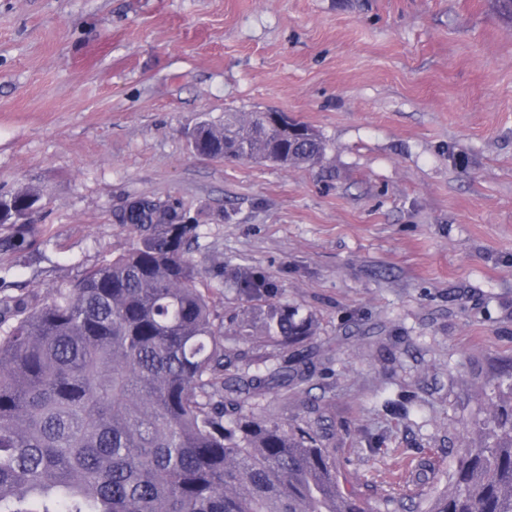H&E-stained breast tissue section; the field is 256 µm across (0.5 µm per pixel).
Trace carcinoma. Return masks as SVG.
<instances>
[{"label": "carcinoma", "mask_w": 512, "mask_h": 512, "mask_svg": "<svg viewBox=\"0 0 512 512\" xmlns=\"http://www.w3.org/2000/svg\"><path fill=\"white\" fill-rule=\"evenodd\" d=\"M200 155L315 165L326 141H293L262 112H226L190 134ZM35 188L0 194V249L26 252ZM130 243L41 303L0 304V512H367L340 479L314 408L285 426L255 399L310 375L288 349L315 334L313 314L269 303L248 267L230 280L242 310L227 331L212 310L216 257L194 258L202 225L176 199L126 201ZM231 335L277 350L241 369ZM490 402L491 427L464 448L429 512H512V372Z\"/></svg>", "instance_id": "cac0c4a2"}]
</instances>
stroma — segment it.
Listing matches in <instances>:
<instances>
[{
    "instance_id": "obj_1",
    "label": "stroma",
    "mask_w": 512,
    "mask_h": 512,
    "mask_svg": "<svg viewBox=\"0 0 512 512\" xmlns=\"http://www.w3.org/2000/svg\"><path fill=\"white\" fill-rule=\"evenodd\" d=\"M279 110L313 167L195 154L228 111ZM44 207L0 299L42 301L179 200L198 258L313 313L316 368L257 401L325 415L347 489L427 512L512 371V21L494 0H0V191Z\"/></svg>"
}]
</instances>
